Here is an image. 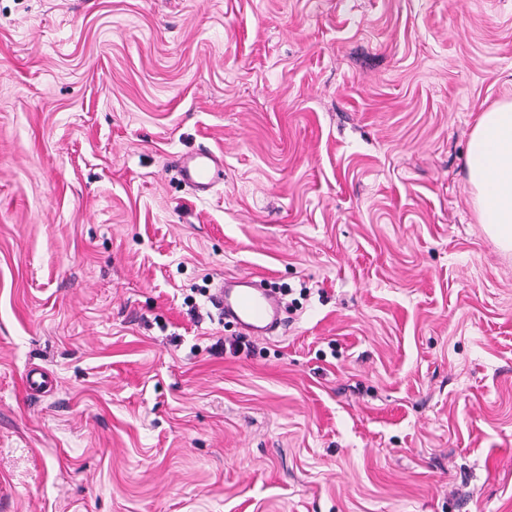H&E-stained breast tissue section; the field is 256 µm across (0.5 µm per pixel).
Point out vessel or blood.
Listing matches in <instances>:
<instances>
[{
	"mask_svg": "<svg viewBox=\"0 0 512 512\" xmlns=\"http://www.w3.org/2000/svg\"><path fill=\"white\" fill-rule=\"evenodd\" d=\"M185 182L196 190L208 191L216 181L220 166L213 152L203 151L180 158ZM220 315L236 320L253 336L272 333L281 322L284 306L274 292L259 288L253 276L236 278L233 285H218L211 296Z\"/></svg>",
	"mask_w": 512,
	"mask_h": 512,
	"instance_id": "obj_1",
	"label": "vessel or blood"
}]
</instances>
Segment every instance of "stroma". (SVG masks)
Here are the masks:
<instances>
[{"label": "stroma", "mask_w": 512, "mask_h": 512, "mask_svg": "<svg viewBox=\"0 0 512 512\" xmlns=\"http://www.w3.org/2000/svg\"><path fill=\"white\" fill-rule=\"evenodd\" d=\"M505 100L512 0H0V512H512ZM465 162L479 224L501 252L512 255V101L481 112ZM179 163L183 180L201 192H206L213 186L222 168L212 151L196 152L182 157ZM234 280L232 287L221 281L211 295V302L219 310L220 316L236 320L253 336L272 333L280 324L284 309L278 295L258 288L259 285L251 275H243Z\"/></svg>", "instance_id": "obj_1"}]
</instances>
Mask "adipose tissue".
<instances>
[{
	"label": "adipose tissue",
	"instance_id": "obj_1",
	"mask_svg": "<svg viewBox=\"0 0 512 512\" xmlns=\"http://www.w3.org/2000/svg\"><path fill=\"white\" fill-rule=\"evenodd\" d=\"M465 162L479 223L501 252L512 255V101L481 112Z\"/></svg>",
	"mask_w": 512,
	"mask_h": 512
}]
</instances>
